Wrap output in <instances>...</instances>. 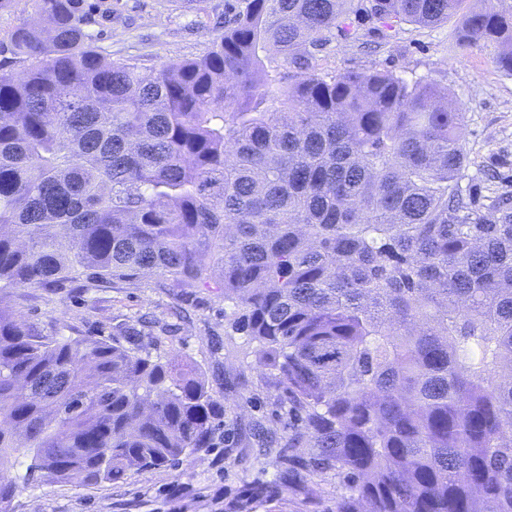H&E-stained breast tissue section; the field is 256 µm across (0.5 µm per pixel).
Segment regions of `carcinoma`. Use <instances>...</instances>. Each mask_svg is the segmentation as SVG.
<instances>
[{"label": "carcinoma", "instance_id": "1", "mask_svg": "<svg viewBox=\"0 0 512 512\" xmlns=\"http://www.w3.org/2000/svg\"><path fill=\"white\" fill-rule=\"evenodd\" d=\"M0 42V292L160 272L222 288L254 365L342 476L338 512H512V204L460 180L464 112L386 69L320 68L462 15L512 75V0H236L198 58L106 59L86 0H26ZM203 371L0 311V512L33 479L92 485L215 445Z\"/></svg>", "mask_w": 512, "mask_h": 512}]
</instances>
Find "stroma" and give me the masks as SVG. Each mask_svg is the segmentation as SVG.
Returning <instances> with one entry per match:
<instances>
[{"label":"stroma","mask_w":512,"mask_h":512,"mask_svg":"<svg viewBox=\"0 0 512 512\" xmlns=\"http://www.w3.org/2000/svg\"><path fill=\"white\" fill-rule=\"evenodd\" d=\"M99 49L145 66L203 55L224 31V0H94ZM458 19L403 26L376 39L375 49L332 40L322 68L340 74L384 67L407 81L447 87L464 110L463 146L471 164L460 181L480 199L512 196V75L480 48L454 47ZM0 309L45 336L111 338L116 324L150 320L152 354L176 353L197 364L224 407L212 448L178 466L132 471L96 485L48 481L18 491L13 512H336L343 486L335 472L310 465L283 470L281 445L295 426L268 372L254 365V345L231 328L222 292L181 290L165 278L138 275L74 288H17L0 294Z\"/></svg>","instance_id":"35a3bbf8"}]
</instances>
